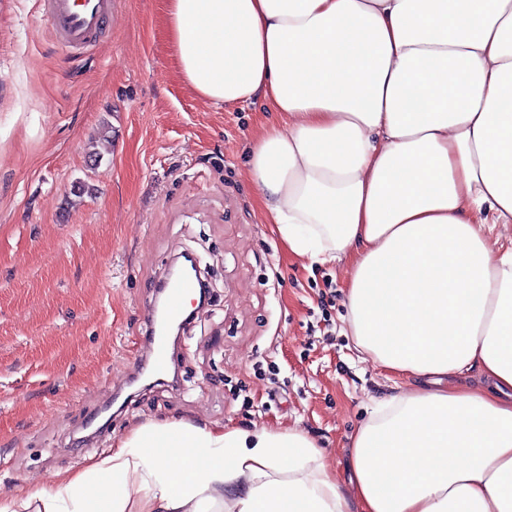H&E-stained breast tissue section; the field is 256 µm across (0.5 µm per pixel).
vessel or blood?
<instances>
[{
  "instance_id": "vessel-or-blood-1",
  "label": "vessel or blood",
  "mask_w": 512,
  "mask_h": 512,
  "mask_svg": "<svg viewBox=\"0 0 512 512\" xmlns=\"http://www.w3.org/2000/svg\"><path fill=\"white\" fill-rule=\"evenodd\" d=\"M55 41L62 52L74 57L94 47L112 17V0H43ZM194 282L184 279L167 290L165 314L169 320L184 314L183 299Z\"/></svg>"
}]
</instances>
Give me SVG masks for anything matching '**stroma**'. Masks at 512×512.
<instances>
[{
	"mask_svg": "<svg viewBox=\"0 0 512 512\" xmlns=\"http://www.w3.org/2000/svg\"><path fill=\"white\" fill-rule=\"evenodd\" d=\"M265 118L180 79L161 0H115L71 62L40 0H0L1 494L148 418L298 427L347 483L350 437L393 385L346 333L343 264L290 257L256 205L245 159ZM186 250L211 304L170 354L181 381L142 390L145 314Z\"/></svg>",
	"mask_w": 512,
	"mask_h": 512,
	"instance_id": "1",
	"label": "stroma"
}]
</instances>
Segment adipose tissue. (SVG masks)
Here are the masks:
<instances>
[{"instance_id":"ef3b65f1","label":"adipose tissue","mask_w":512,"mask_h":512,"mask_svg":"<svg viewBox=\"0 0 512 512\" xmlns=\"http://www.w3.org/2000/svg\"><path fill=\"white\" fill-rule=\"evenodd\" d=\"M175 68L272 113L256 203L289 253L346 262L359 353L410 385L350 438L146 421L0 512H512V0H163ZM479 369L489 387L455 383Z\"/></svg>"}]
</instances>
